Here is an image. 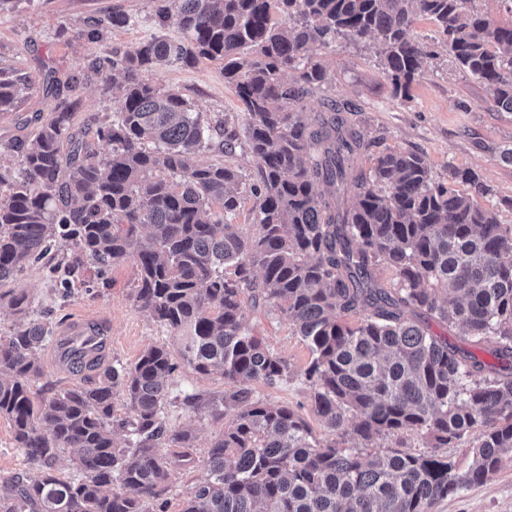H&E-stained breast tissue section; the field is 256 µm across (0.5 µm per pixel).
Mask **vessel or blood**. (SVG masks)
<instances>
[{"instance_id":"b4317fda","label":"vessel or blood","mask_w":512,"mask_h":512,"mask_svg":"<svg viewBox=\"0 0 512 512\" xmlns=\"http://www.w3.org/2000/svg\"><path fill=\"white\" fill-rule=\"evenodd\" d=\"M112 338L105 326L93 318H75L60 330L53 347V362L67 370L88 367L94 360L105 358Z\"/></svg>"}]
</instances>
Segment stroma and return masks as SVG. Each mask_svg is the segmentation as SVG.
Masks as SVG:
<instances>
[{
    "instance_id": "1",
    "label": "stroma",
    "mask_w": 512,
    "mask_h": 512,
    "mask_svg": "<svg viewBox=\"0 0 512 512\" xmlns=\"http://www.w3.org/2000/svg\"><path fill=\"white\" fill-rule=\"evenodd\" d=\"M156 0H22L16 8L0 9V66L11 65L34 81L19 109L0 116V144L10 139H28L46 121L56 101L49 89L52 78L63 79L76 71L89 55L105 57L113 49H132L153 36L180 39L173 25L159 27ZM130 18L124 28L108 26L112 12ZM101 22V37L88 42L85 31ZM436 55L428 60L413 83L408 97L394 96L380 65L377 48L369 42L336 39L316 48L329 81L307 103L310 111L322 110L331 99L359 106L356 120L373 145L358 158L361 170H369L374 156L389 150L423 154L435 178L447 177L449 167L470 168L493 193L483 206L496 209L503 223L512 224V165L502 161L512 149V113L498 111L488 91L463 72L446 46L435 44ZM116 74L106 71L79 89L81 107L77 125L96 124L116 109L105 88ZM143 81L172 90L187 99L193 111L205 118L223 120L226 128L243 131L246 110L224 81V65L203 60L192 67L167 66L143 70ZM63 254L48 256L38 266L19 274L11 285L29 295L35 315L49 322L52 330L71 318L86 316L106 321L112 333L108 361L133 363L149 346H166L178 368L169 383L164 412L177 430L188 429L196 436L192 469H173L165 512H182L206 472L202 461L224 424L213 421L206 410L189 406L185 393L221 395L231 385L218 373L201 375L183 363L181 342L176 333L157 325L132 297L137 283L133 262L112 266L98 273L96 264L85 263L70 288H60L48 269L63 261ZM243 324L288 362L287 381L275 386H256V393L273 406H287L305 415L317 437H325L322 424L310 413L308 393L300 374L311 355L293 326L278 309L242 301ZM433 512H512V454L505 456L496 474L483 484L463 489L458 495L438 502Z\"/></svg>"
}]
</instances>
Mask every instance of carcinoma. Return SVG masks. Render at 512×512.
I'll list each match as a JSON object with an SVG mask.
<instances>
[{
    "instance_id": "carcinoma-1",
    "label": "carcinoma",
    "mask_w": 512,
    "mask_h": 512,
    "mask_svg": "<svg viewBox=\"0 0 512 512\" xmlns=\"http://www.w3.org/2000/svg\"><path fill=\"white\" fill-rule=\"evenodd\" d=\"M468 2L160 0L159 25L183 39L153 37L89 64L124 74L112 92L118 110L94 133L108 152L76 129L68 107L7 147L19 162L0 164V302L27 315V294L3 286L65 245L70 278L86 260L131 261L138 306L180 333L197 373L218 370L237 385L206 401L185 396L214 419L234 415L182 512H432L512 454V224L478 202L490 187L469 168L436 180L409 151L382 152L370 173L357 171L354 156L372 145L351 118L359 107H305L328 83L314 49L338 35L377 44L394 96H407L433 57L411 36L426 18L458 67L512 112V23ZM202 59L224 61L246 108L244 145L259 163L251 182L222 160L193 161L203 149L233 153L236 131L138 77ZM30 86L1 67L0 114L17 110ZM244 193L258 199L254 234L229 222ZM383 267L395 272L392 288L378 280ZM245 295L280 309L309 348L301 375L330 437L255 396L252 385L278 384L289 368L243 326ZM351 315L350 326L342 318ZM432 322L476 345L494 341L500 369L448 346ZM50 339L43 320L0 339V417L38 472L5 487L0 512H163L171 471L196 463L191 430L172 429L163 413L177 370L169 351L151 346L45 397L32 386ZM118 397L124 418L114 416ZM404 431L428 452H366ZM461 441L472 454L462 474L440 452ZM64 448L76 453L72 478L56 472Z\"/></svg>"
}]
</instances>
